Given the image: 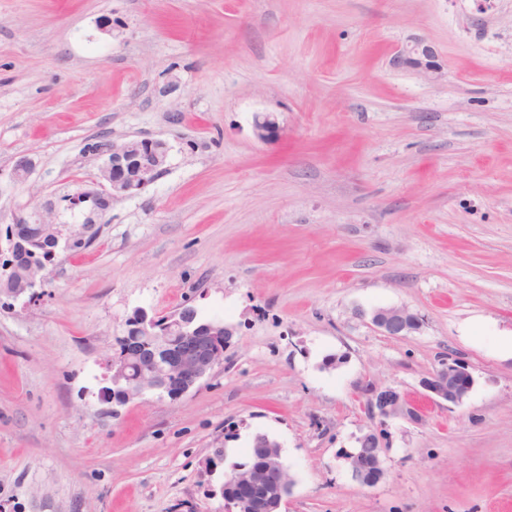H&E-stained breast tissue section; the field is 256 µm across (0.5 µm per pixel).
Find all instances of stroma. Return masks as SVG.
Listing matches in <instances>:
<instances>
[{"mask_svg": "<svg viewBox=\"0 0 512 512\" xmlns=\"http://www.w3.org/2000/svg\"><path fill=\"white\" fill-rule=\"evenodd\" d=\"M414 36L442 80L390 68ZM103 137L163 139L169 166L40 302L0 306V512H224L258 431L288 512H512V0H0V223L90 183ZM189 297L237 324L223 365L99 403L126 317ZM391 306L420 330L356 314ZM444 358L476 379L454 407L422 397ZM379 387L425 421L369 419ZM370 429L364 487L347 456ZM280 124L277 117L272 112L263 113L256 116L253 122L254 136L261 140L267 141L278 135ZM358 315L361 318L368 317L370 323L386 336H404L412 326H422L420 319L404 307H378L370 311L360 310ZM348 460L351 467L352 478L363 484V486H374L383 477V469L379 461L376 465L370 464L359 452L350 453ZM373 468H377L378 471Z\"/></svg>", "mask_w": 512, "mask_h": 512, "instance_id": "obj_1", "label": "stroma"}]
</instances>
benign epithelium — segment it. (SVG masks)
Wrapping results in <instances>:
<instances>
[{
    "mask_svg": "<svg viewBox=\"0 0 512 512\" xmlns=\"http://www.w3.org/2000/svg\"><path fill=\"white\" fill-rule=\"evenodd\" d=\"M395 70L412 71L430 80L442 77L444 65L435 48L422 39H411L390 59ZM280 124L272 112L255 117L254 136L267 141L278 135ZM170 147L157 138L108 141L95 155L103 159L95 177L97 188L71 197L73 205L99 202L102 211L111 209L116 200L134 196L153 183L166 169ZM55 207L47 204L36 232L26 222H13L0 230V299H25L35 303L45 296L50 284L49 266L59 252H68L88 242L90 225L57 224L50 220ZM358 315L386 336H403L420 324V319L404 307H378L361 310ZM236 328L221 319H206L188 301L175 312L159 319L155 313L140 307L127 319L126 340L103 358L107 371L106 385L99 390V399L114 406L143 402L156 394L178 399L198 388L215 368L223 365L224 352ZM475 384L468 366L457 360H443L430 376L421 381L427 396L437 402L458 405ZM368 407L373 417L382 421L402 417L414 423L424 421L421 409L399 392L376 389L369 395ZM254 445L269 449L265 467L249 465L236 469L220 493L224 512H279L287 507L288 495L283 487L292 482L288 465L282 455V444L264 432L252 436ZM352 478L374 486L383 477L381 464H370L363 456L349 454Z\"/></svg>",
    "mask_w": 512,
    "mask_h": 512,
    "instance_id": "obj_1",
    "label": "benign epithelium"
}]
</instances>
